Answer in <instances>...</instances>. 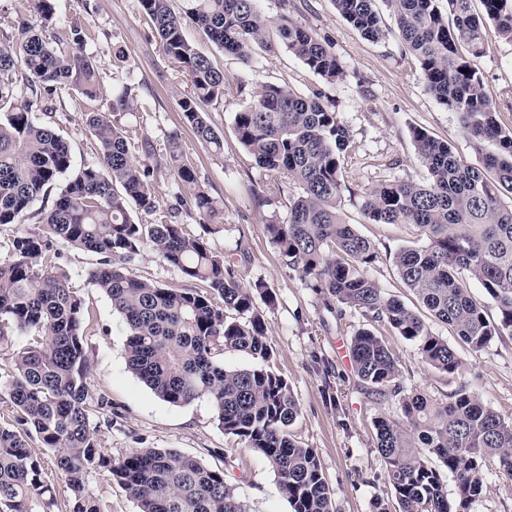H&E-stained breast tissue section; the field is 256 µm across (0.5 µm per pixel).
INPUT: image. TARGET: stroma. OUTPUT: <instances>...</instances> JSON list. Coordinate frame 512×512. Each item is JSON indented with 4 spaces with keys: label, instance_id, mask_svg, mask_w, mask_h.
<instances>
[{
    "label": "stroma",
    "instance_id": "1",
    "mask_svg": "<svg viewBox=\"0 0 512 512\" xmlns=\"http://www.w3.org/2000/svg\"><path fill=\"white\" fill-rule=\"evenodd\" d=\"M257 7L270 18L285 16L313 30L330 44L343 74L327 82L282 46L259 52V61L251 68L224 53L194 25H187V39L224 73L223 98L205 107L223 136L221 152H213L184 124L178 101L190 84L164 53L139 0H55L58 37H65L74 26L87 31L86 49L99 72L98 86L91 97L71 88L58 89L52 111L34 113L33 119L59 130L74 166L80 167L99 159L85 113L111 111L113 101L128 95L135 109L120 113V123L159 146L149 165L163 210L174 205L177 193L164 146L170 135H178L202 185L223 207V228L207 235L210 245L221 252L244 248L247 257L237 266L239 278L247 284L263 282L277 297L265 313L272 350L269 365L291 387L300 409L291 431L303 446L317 451L336 512H376L379 502L387 512H398L375 449L373 425L375 418L395 413L396 407L362 387L344 352L352 335L361 328L382 335L398 358L407 389L442 402L458 383L467 382L485 404L508 420H512V338L475 352L447 324L428 319L431 332L447 339L461 361L458 376L447 378L424 364L416 347L386 324L354 311H338L334 302L315 292L309 279L288 266L268 236L267 224L287 220L288 197L298 188L292 184L286 192H278L239 144L233 116L266 84H286L301 95L317 90L334 101L355 147L343 171L338 207L346 223L375 248L377 258L367 269L369 277L413 309L419 302L400 279L394 256L400 248L419 245L418 231L411 224L373 223L364 214L365 196L384 182L426 180L428 172L416 154L412 129H424L448 142L468 164H478L480 157L458 114L427 91L422 70L400 39L389 6L379 7L386 35L377 42L365 39L341 19L333 0H258ZM477 67L499 123L512 129V42L489 35ZM99 260V255L72 248L63 249L59 260L84 299L88 382L104 399L99 447L115 460L138 448L178 449L224 471L248 512H290L269 463L224 433L208 398L179 406L166 403L128 370L126 325L88 279ZM126 271L162 286L186 285L176 268L147 249L127 264ZM469 512H512V479L496 463H489L484 492Z\"/></svg>",
    "mask_w": 512,
    "mask_h": 512
}]
</instances>
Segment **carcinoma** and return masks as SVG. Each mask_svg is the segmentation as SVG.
<instances>
[{"mask_svg":"<svg viewBox=\"0 0 512 512\" xmlns=\"http://www.w3.org/2000/svg\"><path fill=\"white\" fill-rule=\"evenodd\" d=\"M140 0L164 52L188 77L192 92L178 100L184 123L215 151L221 135L203 105L224 96V72L184 35L190 21L224 52L246 65L256 49L280 45L312 72L333 82L342 74L327 43L282 17L260 13L256 0ZM398 35L422 70L436 101L459 114L481 167L466 165L452 147L415 128L411 138L428 171L423 182L382 183L365 197L364 212L377 224H413L423 243L400 249L397 273L422 306L474 351L512 337V130L503 128L482 91L475 60L484 53L487 26L512 41V0H447L448 23L438 0H385ZM30 15L17 21L18 39L0 43V226L22 224L33 203L62 176L65 186L36 231L16 230L0 250V403L13 414L0 425V512H53V484L32 444L52 453L55 475L71 491L69 512H105L89 489L92 473L106 470L139 512H248L224 471L176 449L138 448L114 460L98 447L103 401L87 382L82 333L84 304L61 271L64 247L102 256L90 282L110 300L127 328L129 371L158 398L212 403L227 435L272 466L290 512H334L332 493L315 449L290 427L299 414L288 381L266 362L264 309L276 296L263 282L244 284L230 253L203 236L187 234L179 209L193 211L208 233L219 203L184 159L176 138L167 141L178 207L153 216L158 202L153 170L134 162L131 142L109 112H88L85 125L100 159L73 169L68 144L34 111L51 112L55 93L71 87L91 97L98 81L82 31L71 30L68 51L53 46L54 0H28ZM336 11L365 37L386 36L378 0H334ZM241 146L274 184L289 180L300 193L288 199V220L266 225L288 266L313 281L337 305L383 322L413 343L422 361L444 374L461 362L448 341L432 334L418 312L386 295L367 274L374 248L336 209L342 169L351 148L348 128L319 91L297 94L287 85L262 87L235 113ZM496 146L484 151L486 144ZM150 247L193 288H167L125 273L124 264ZM479 282L497 318L471 296ZM242 352L261 366L229 369L224 353ZM351 364L371 391L397 402L398 418L374 421L376 450L399 512H468L484 491V469L494 460L512 478V421L487 406L467 385L438 403L406 389L386 341L369 329L350 340ZM452 477L448 499L442 471Z\"/></svg>","mask_w":512,"mask_h":512,"instance_id":"cac0c4a2","label":"carcinoma"}]
</instances>
